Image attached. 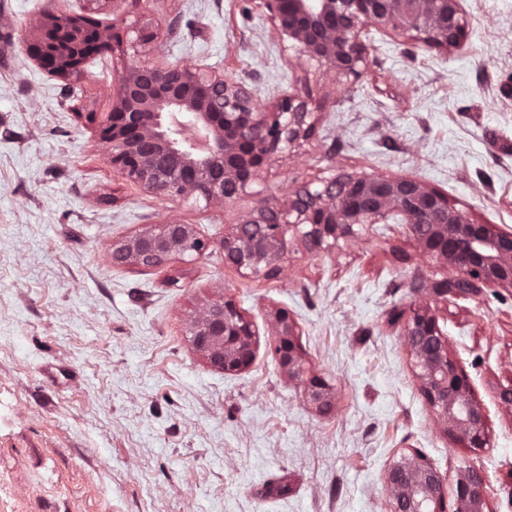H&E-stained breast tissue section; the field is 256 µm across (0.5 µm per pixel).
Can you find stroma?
Instances as JSON below:
<instances>
[{
  "instance_id": "stroma-1",
  "label": "stroma",
  "mask_w": 512,
  "mask_h": 512,
  "mask_svg": "<svg viewBox=\"0 0 512 512\" xmlns=\"http://www.w3.org/2000/svg\"><path fill=\"white\" fill-rule=\"evenodd\" d=\"M468 33L445 52L369 28L360 77H336L280 39L256 0H0V512H390L384 474L418 455L446 485L486 478L489 512H512V290L418 293L453 275L401 224L357 228L316 255L294 244L265 280L224 262L225 229L290 189L348 172L410 177L512 231V0H461ZM155 35L106 50L75 88L27 48L52 16ZM164 60L246 81L266 105L288 94L308 136L226 205L147 193L113 170L95 129L125 66ZM169 219L206 255L115 267L114 241ZM229 298L255 324L245 370L211 367L188 324ZM430 303L489 410L488 447L449 437L401 336ZM295 321L305 365L333 386L310 405L274 357L271 314Z\"/></svg>"
}]
</instances>
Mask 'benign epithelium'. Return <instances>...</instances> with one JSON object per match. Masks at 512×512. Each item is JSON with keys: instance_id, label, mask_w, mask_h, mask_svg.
<instances>
[{"instance_id": "benign-epithelium-1", "label": "benign epithelium", "mask_w": 512, "mask_h": 512, "mask_svg": "<svg viewBox=\"0 0 512 512\" xmlns=\"http://www.w3.org/2000/svg\"><path fill=\"white\" fill-rule=\"evenodd\" d=\"M260 5L279 37L291 41L299 55L346 78L361 73L370 27L446 51L464 41L468 28L460 0H260ZM84 36L85 17L54 16L40 24L30 51L41 68L75 82L83 76L82 60L51 46L79 44ZM308 117L307 103L295 95L267 108L243 81L189 63L142 62L122 73L98 138L112 169L142 190L223 205L248 193L275 155L307 134ZM392 223L408 226L425 257L455 269L452 277L432 285L435 294L476 298L486 288L512 289V231L475 221L439 192L406 177L342 173L317 188H295L284 203L262 205L224 231V263L276 279L297 240L313 254L353 237L356 226ZM193 241L195 258L210 247L189 225L168 220L114 243L112 264L157 268L173 255H186L184 246ZM273 327L279 366L290 378L304 381L309 404L330 412L333 388L323 378H304L288 313L275 312ZM188 332L207 362L226 372L243 370L254 359L256 329L231 299L206 304ZM402 336L424 396L446 433L467 448L487 447L488 408L475 398L429 305L409 309ZM484 482L476 469L460 473L455 512H485ZM385 484L391 512H443V479L419 455L390 463Z\"/></svg>"}]
</instances>
